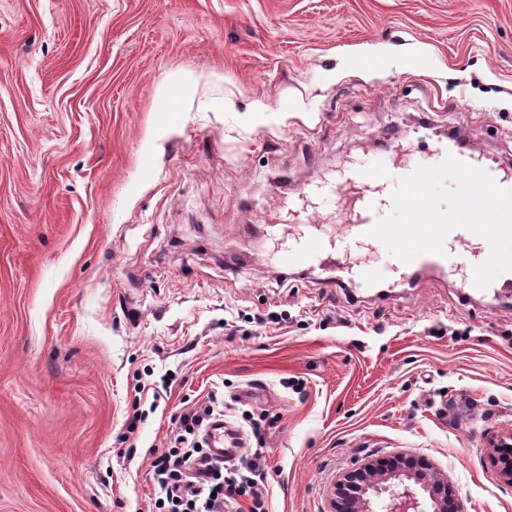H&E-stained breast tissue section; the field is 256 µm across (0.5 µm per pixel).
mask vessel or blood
I'll return each instance as SVG.
<instances>
[{
	"instance_id": "vessel-or-blood-1",
	"label": "vessel or blood",
	"mask_w": 512,
	"mask_h": 512,
	"mask_svg": "<svg viewBox=\"0 0 512 512\" xmlns=\"http://www.w3.org/2000/svg\"><path fill=\"white\" fill-rule=\"evenodd\" d=\"M450 156L469 166L486 169L498 186L512 189L511 168L485 165L481 155L453 142L431 149L426 163L435 166ZM417 166L414 147L395 148L376 156L371 167L350 164L341 168L336 176L319 178L300 189L295 197L281 204L288 217L299 224V231L293 235L286 234L278 222L266 227L268 237L277 246L280 263L299 268L316 265L333 282L342 284L354 279L359 286H371L374 274L366 267H354L351 251L378 243L371 231L377 221L393 208L391 196L385 193L387 174L392 172L402 178L412 174ZM338 221L346 226L344 234L329 235L325 230L326 224ZM443 248L440 255L424 253L408 262L394 259L391 271L398 276L410 269L432 270L442 275L458 273L462 276L463 287L475 290V270L490 255L488 242L469 230L457 228L445 236ZM458 248L470 250V259L449 264L448 252ZM205 441L214 458L235 457L246 446L242 432L220 417L209 423Z\"/></svg>"
}]
</instances>
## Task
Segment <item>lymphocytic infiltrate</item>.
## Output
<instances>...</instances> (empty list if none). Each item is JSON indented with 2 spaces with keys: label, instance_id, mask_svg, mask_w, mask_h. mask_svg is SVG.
Masks as SVG:
<instances>
[{
  "label": "lymphocytic infiltrate",
  "instance_id": "1",
  "mask_svg": "<svg viewBox=\"0 0 512 512\" xmlns=\"http://www.w3.org/2000/svg\"><path fill=\"white\" fill-rule=\"evenodd\" d=\"M210 417L200 408L179 418L177 447L168 449L151 463L154 483L162 497V512H224L225 507L248 501V512H268L253 471L225 476L221 461L209 459L196 434Z\"/></svg>",
  "mask_w": 512,
  "mask_h": 512
}]
</instances>
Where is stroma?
<instances>
[{"instance_id":"obj_1","label":"stroma","mask_w":512,"mask_h":512,"mask_svg":"<svg viewBox=\"0 0 512 512\" xmlns=\"http://www.w3.org/2000/svg\"><path fill=\"white\" fill-rule=\"evenodd\" d=\"M419 127L512 166V0H0V512H153L204 405L270 512L398 454L512 512V304L342 288L258 237Z\"/></svg>"}]
</instances>
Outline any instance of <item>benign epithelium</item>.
Returning <instances> with one entry per match:
<instances>
[{"instance_id":"7a95c632","label":"benign epithelium","mask_w":512,"mask_h":512,"mask_svg":"<svg viewBox=\"0 0 512 512\" xmlns=\"http://www.w3.org/2000/svg\"><path fill=\"white\" fill-rule=\"evenodd\" d=\"M458 494L424 457L368 459L336 483L332 512H450Z\"/></svg>"}]
</instances>
